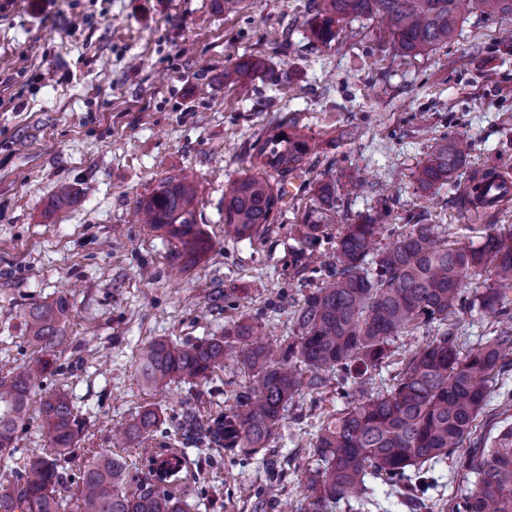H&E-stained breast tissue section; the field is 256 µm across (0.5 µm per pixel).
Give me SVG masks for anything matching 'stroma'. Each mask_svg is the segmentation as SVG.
<instances>
[{"label":"stroma","instance_id":"obj_1","mask_svg":"<svg viewBox=\"0 0 512 512\" xmlns=\"http://www.w3.org/2000/svg\"><path fill=\"white\" fill-rule=\"evenodd\" d=\"M312 18L309 0H241L230 12L211 0H0V369L33 356L29 305L67 296L69 342L33 395L69 394L85 422L82 448L134 460L137 450L116 449L112 431L142 407H157L159 435L177 440L185 414L204 422L234 405L249 385L236 362L155 392L139 378L138 351L157 337L222 335L243 315L274 341L291 336L310 289L291 255L325 170L368 178L356 195L337 188L338 224L384 204L389 229L432 224L449 242L478 241L464 189L487 170L512 169V15L472 0L448 44L417 57L399 56L374 19L321 44ZM242 57L260 62L262 75L226 84L225 68ZM284 113L313 150L274 222L250 239L228 235L224 186ZM458 135L472 143L461 175L437 195L418 191L416 168L438 139ZM172 174L197 183V221L212 242L182 271L167 238L130 221L135 203ZM62 184L76 201L56 209ZM216 289L228 305L212 302ZM428 339L422 329L397 337L373 389L389 388L401 359ZM344 407L332 389L295 398L270 451L222 452L208 484L187 487L192 512H298L319 428ZM510 424L512 369L499 375L476 432L489 441ZM274 463L285 477L259 502Z\"/></svg>","mask_w":512,"mask_h":512}]
</instances>
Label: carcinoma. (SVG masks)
Listing matches in <instances>:
<instances>
[{
  "mask_svg": "<svg viewBox=\"0 0 512 512\" xmlns=\"http://www.w3.org/2000/svg\"><path fill=\"white\" fill-rule=\"evenodd\" d=\"M462 0H313V36L330 43L351 19L376 18L391 34L396 52L417 56L448 43L457 30ZM260 70L251 60L224 70L235 84ZM278 132L250 156L253 173L224 188V223L240 239L252 238L273 223L280 185L298 170L310 151L292 118L284 115ZM472 151L463 138L436 143L414 174L417 188L435 196L462 169ZM198 188L187 176H169L138 201L137 213L151 229L173 241L172 258L188 264L210 248L197 222ZM336 213V172L316 183L314 209L304 217L302 247L293 259L296 274L311 272L308 248L316 244ZM387 209L346 224L336 236V260L321 283L309 290L293 317V336L272 344L250 317L235 321L222 336L181 343L164 337L139 349L144 384L161 391L194 385L224 367L234 348L252 387L236 395V405L201 426L182 423L184 439L210 452L224 448L254 456L270 449L288 403L297 394H320L336 381V371L362 377L346 392L347 406L323 424L313 444L321 465L306 475L309 494L300 512H327L356 495L366 496L370 478L394 487L410 512L429 508L423 497L425 474L445 459L464 475H475L451 512H512V426L491 447L460 452L473 434L491 383L512 364V306L499 289L486 285L468 293L465 279L491 269L495 283L512 285V230L483 225L478 244L448 245L432 224H405L394 243L375 246ZM479 308L499 320L496 335L462 351L455 318ZM71 304L64 295L32 304L24 313L28 343L37 356L0 373V512H67L59 468L76 462L77 512H191L185 488L200 479L202 459L190 460L180 448L162 442L145 449L143 478L128 485V464L120 456L78 448L85 423L67 393L39 401L48 447L28 449L17 458L19 427L29 420L36 378L57 372V354L66 343ZM434 333L426 346L402 363L396 383L385 391L366 389L368 372L391 356L390 345L403 333ZM161 413L149 405L121 425L123 444L155 436Z\"/></svg>",
  "mask_w": 512,
  "mask_h": 512,
  "instance_id": "obj_1",
  "label": "carcinoma"
}]
</instances>
